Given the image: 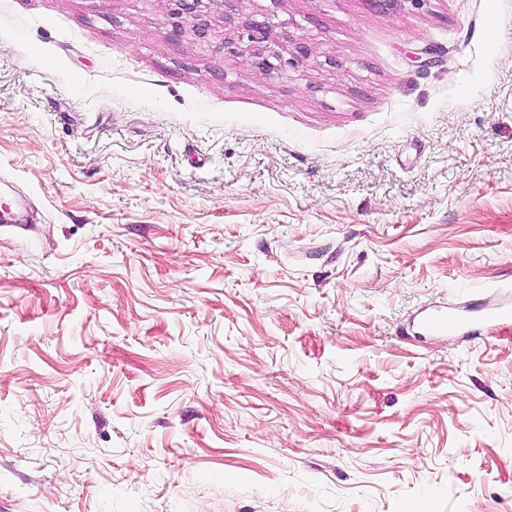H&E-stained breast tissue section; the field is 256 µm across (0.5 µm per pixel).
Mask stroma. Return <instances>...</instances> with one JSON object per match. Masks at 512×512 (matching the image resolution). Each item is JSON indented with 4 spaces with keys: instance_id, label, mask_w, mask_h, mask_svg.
<instances>
[{
    "instance_id": "1",
    "label": "stroma",
    "mask_w": 512,
    "mask_h": 512,
    "mask_svg": "<svg viewBox=\"0 0 512 512\" xmlns=\"http://www.w3.org/2000/svg\"><path fill=\"white\" fill-rule=\"evenodd\" d=\"M173 9L0 0V512H512V0ZM511 317L512 308L505 306L487 309L483 317L477 319H472L458 310H450L448 313L435 312L426 315L423 327L431 332L454 334L465 330L468 336H481Z\"/></svg>"
}]
</instances>
